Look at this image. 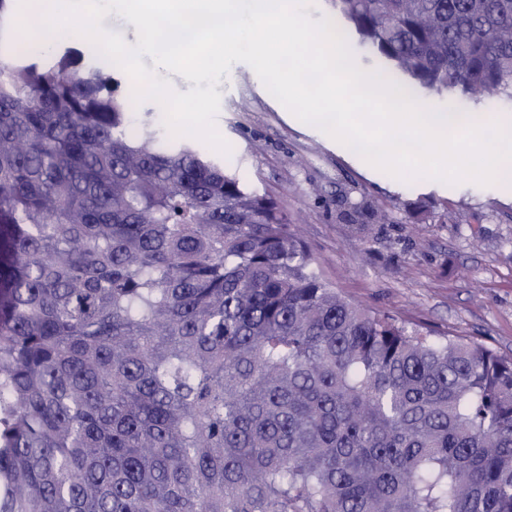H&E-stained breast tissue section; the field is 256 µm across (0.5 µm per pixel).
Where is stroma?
Returning a JSON list of instances; mask_svg holds the SVG:
<instances>
[{
  "mask_svg": "<svg viewBox=\"0 0 512 512\" xmlns=\"http://www.w3.org/2000/svg\"><path fill=\"white\" fill-rule=\"evenodd\" d=\"M330 18L357 64L409 86L421 104L488 112L512 127V100L439 95L364 46L330 0ZM224 162L275 198L289 224L347 299L395 315L410 328L459 334L512 357V183L448 185L401 180L372 166L320 129L292 117L244 62L217 87Z\"/></svg>",
  "mask_w": 512,
  "mask_h": 512,
  "instance_id": "obj_1",
  "label": "stroma"
}]
</instances>
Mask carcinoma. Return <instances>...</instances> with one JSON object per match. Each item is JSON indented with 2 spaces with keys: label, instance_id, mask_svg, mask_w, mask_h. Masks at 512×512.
Listing matches in <instances>:
<instances>
[{
  "label": "carcinoma",
  "instance_id": "cac0c4a2",
  "mask_svg": "<svg viewBox=\"0 0 512 512\" xmlns=\"http://www.w3.org/2000/svg\"><path fill=\"white\" fill-rule=\"evenodd\" d=\"M0 0V512H512V358L322 275L277 201ZM512 99V0H331Z\"/></svg>",
  "mask_w": 512,
  "mask_h": 512
}]
</instances>
